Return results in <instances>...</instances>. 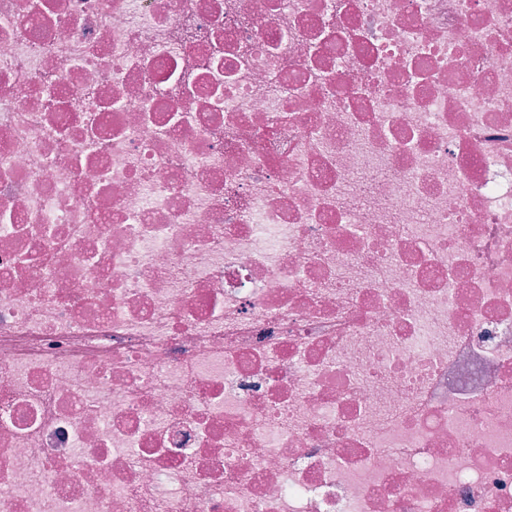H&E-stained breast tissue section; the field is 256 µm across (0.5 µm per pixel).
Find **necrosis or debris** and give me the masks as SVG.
Segmentation results:
<instances>
[{
  "label": "necrosis or debris",
  "instance_id": "necrosis-or-debris-1",
  "mask_svg": "<svg viewBox=\"0 0 512 512\" xmlns=\"http://www.w3.org/2000/svg\"><path fill=\"white\" fill-rule=\"evenodd\" d=\"M0 512H512V0H0Z\"/></svg>",
  "mask_w": 512,
  "mask_h": 512
}]
</instances>
